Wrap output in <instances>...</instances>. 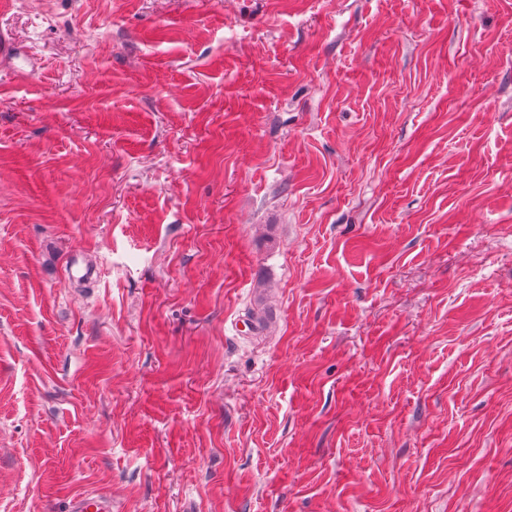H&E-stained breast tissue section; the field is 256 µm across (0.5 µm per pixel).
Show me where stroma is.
Returning a JSON list of instances; mask_svg holds the SVG:
<instances>
[{
    "instance_id": "obj_1",
    "label": "stroma",
    "mask_w": 512,
    "mask_h": 512,
    "mask_svg": "<svg viewBox=\"0 0 512 512\" xmlns=\"http://www.w3.org/2000/svg\"><path fill=\"white\" fill-rule=\"evenodd\" d=\"M1 30L0 512H512V0Z\"/></svg>"
}]
</instances>
